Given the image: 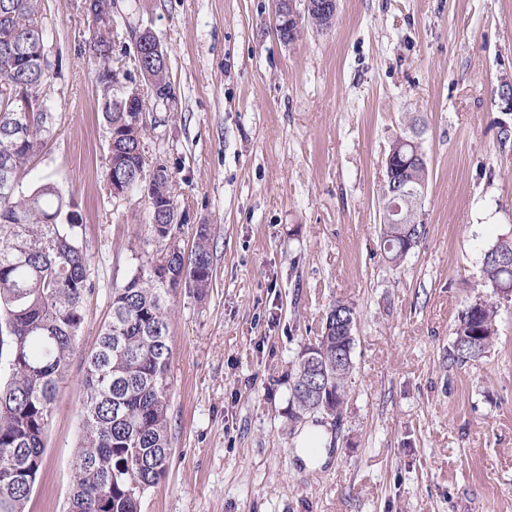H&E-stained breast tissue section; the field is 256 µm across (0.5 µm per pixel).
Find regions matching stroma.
<instances>
[{"label":"stroma","mask_w":512,"mask_h":512,"mask_svg":"<svg viewBox=\"0 0 512 512\" xmlns=\"http://www.w3.org/2000/svg\"><path fill=\"white\" fill-rule=\"evenodd\" d=\"M114 0L153 29L176 99L148 118V165L177 185L175 232L211 227L213 286L173 298L168 472L142 512H512V301L487 357L453 363L461 311L492 300L484 251L512 232V0H338L333 26L292 44L273 0ZM61 76L54 133L24 183L73 194L99 294L58 393L30 512H64L81 432L84 357L107 296L155 254L147 205L113 196L109 141L81 0H42ZM419 135L426 234L400 267L379 249L385 159ZM357 315L325 464L288 425V373L331 303Z\"/></svg>","instance_id":"35a3bbf8"}]
</instances>
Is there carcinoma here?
Wrapping results in <instances>:
<instances>
[{
    "mask_svg": "<svg viewBox=\"0 0 512 512\" xmlns=\"http://www.w3.org/2000/svg\"><path fill=\"white\" fill-rule=\"evenodd\" d=\"M41 0H0V82L29 85L39 80L37 43L49 46L39 25ZM89 54L101 81L99 96L109 130L123 134L131 115L121 105L122 83L130 73L112 66L116 50L133 58V67L151 75L156 104L174 99L168 59L123 41L112 17V0H95L88 15ZM15 104L0 97V512H27L43 469L45 435L56 411L60 385L69 376L85 320L84 304L96 293L89 278L90 256L81 244L78 213L71 195L47 181L29 191L23 174L53 136L48 100L12 125ZM137 145L108 150L107 173L123 167L152 180L153 192L172 200L169 174L146 171ZM407 181L420 189L428 165L408 164ZM407 223H380L379 247L391 266L401 264L426 225L403 206ZM160 247L157 259H140L134 273L109 295V316L96 346L84 359L79 385L82 434L72 458L66 512H141L147 492L165 477L172 454L169 375L170 300L181 288L205 298L213 283L210 227L197 228L190 251L173 250L174 225L148 224ZM483 279L501 300L512 299V234H503L484 253ZM498 304L478 299L459 314L450 359L466 363L486 357L497 335ZM352 306L336 301L325 314L320 334L308 340L292 365L289 421L311 414L336 417L346 403L345 381L353 369V340L344 324L356 322Z\"/></svg>",
    "mask_w": 512,
    "mask_h": 512,
    "instance_id": "cac0c4a2",
    "label": "carcinoma"
}]
</instances>
